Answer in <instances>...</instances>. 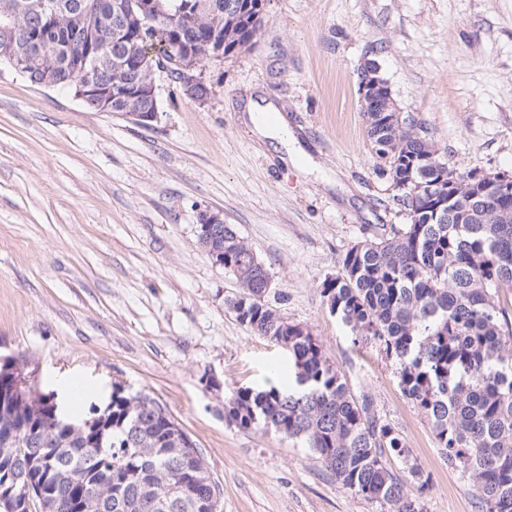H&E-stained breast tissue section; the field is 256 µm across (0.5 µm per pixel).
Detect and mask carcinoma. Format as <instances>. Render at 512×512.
<instances>
[{
  "mask_svg": "<svg viewBox=\"0 0 512 512\" xmlns=\"http://www.w3.org/2000/svg\"><path fill=\"white\" fill-rule=\"evenodd\" d=\"M23 2L0 0V64L13 69L20 58L23 76L48 87L76 88L84 55L97 48L100 82L126 72L148 84L161 67L178 78L190 45L202 50L221 40L230 48L247 39L224 22L226 0H190L202 10L190 24L176 17L184 0H160L164 14L129 26L121 43L112 27L133 0H52L45 16H11ZM78 12L92 22L76 26ZM150 106L144 96L112 99V111L122 114ZM364 117L392 199L409 222L348 249L321 294L353 342L375 344L396 362L401 392L469 484L477 512H512V317L502 301L512 292V194L490 201L474 181L464 187L473 209H450L441 223L434 206L448 200V175L462 182L470 171L442 161L413 122L394 126L390 113L369 109ZM412 176L431 178L441 196L409 197L402 187ZM224 272L240 287L239 300L227 302L237 322L275 345L288 342L293 370L288 384L234 391L224 400L225 420L304 442L343 488L387 512H425L427 480L399 431L350 390L307 327L281 315L285 294L264 287L269 269L232 224L224 225ZM15 389L16 377L0 368V439L8 424L14 440L0 446L1 495L41 485L57 498L56 512H209L205 501L219 495L193 441L183 468L169 441L175 421L157 402L143 397L131 409L117 387L98 427L71 435L54 424L46 403L15 420L7 397Z\"/></svg>",
  "mask_w": 512,
  "mask_h": 512,
  "instance_id": "1",
  "label": "carcinoma"
}]
</instances>
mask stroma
I'll list each match as a JSON object with an SVG mask.
<instances>
[{"label": "stroma", "instance_id": "35a3bbf8", "mask_svg": "<svg viewBox=\"0 0 512 512\" xmlns=\"http://www.w3.org/2000/svg\"><path fill=\"white\" fill-rule=\"evenodd\" d=\"M370 61L449 166L512 175V0H267L250 51L202 62L205 102L157 75L146 127L0 66V353L84 411L116 384L155 400L196 442L217 512L384 510L301 443L225 420V395L287 383L288 355L227 308L239 285L198 244L203 210L236 226L287 294L281 314L401 432L427 512H475L396 363L321 294L350 247L408 221L360 110ZM250 96L287 118L295 161L253 129Z\"/></svg>", "mask_w": 512, "mask_h": 512}]
</instances>
